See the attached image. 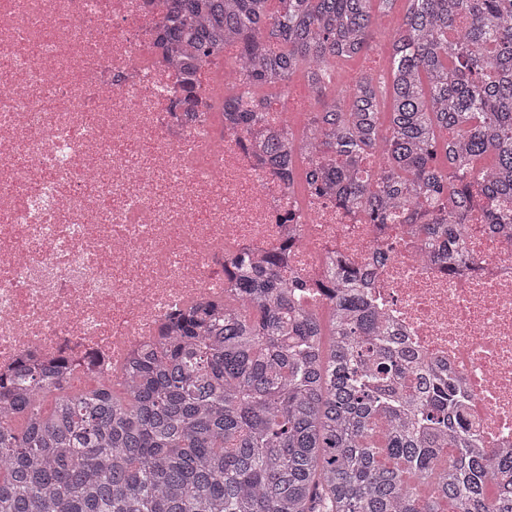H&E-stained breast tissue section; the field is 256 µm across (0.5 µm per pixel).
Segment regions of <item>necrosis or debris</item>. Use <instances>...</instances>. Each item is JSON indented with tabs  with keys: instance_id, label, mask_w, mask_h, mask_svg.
<instances>
[{
	"instance_id": "1",
	"label": "necrosis or debris",
	"mask_w": 512,
	"mask_h": 512,
	"mask_svg": "<svg viewBox=\"0 0 512 512\" xmlns=\"http://www.w3.org/2000/svg\"><path fill=\"white\" fill-rule=\"evenodd\" d=\"M168 0H0V371L120 370L162 322L224 292V251L284 246L322 279L363 268L394 347L457 375L476 429L512 446V230L469 224L464 266L419 262L334 198L290 197L258 142L186 118L157 33ZM392 249L377 269L378 245Z\"/></svg>"
}]
</instances>
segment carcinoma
<instances>
[{
  "instance_id": "cac0c4a2",
  "label": "carcinoma",
  "mask_w": 512,
  "mask_h": 512,
  "mask_svg": "<svg viewBox=\"0 0 512 512\" xmlns=\"http://www.w3.org/2000/svg\"><path fill=\"white\" fill-rule=\"evenodd\" d=\"M406 2L388 69L345 92L336 62L371 52L399 0H172L165 37L187 113L192 67L238 44L250 102L221 105L244 131L271 109L255 89L301 74L318 107L269 161L301 160L308 191L457 259L476 199L512 226V0ZM282 268L224 258V298L175 317L116 381L74 393L64 363L1 373L0 512H512V457L485 451L452 376L391 346L362 272L339 266L326 326Z\"/></svg>"
}]
</instances>
